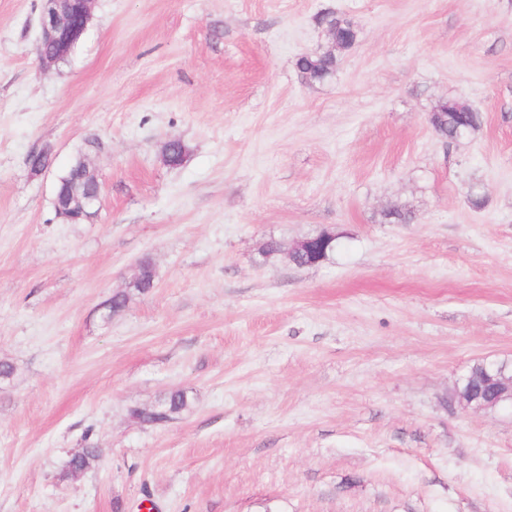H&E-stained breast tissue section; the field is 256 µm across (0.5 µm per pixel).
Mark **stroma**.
Returning <instances> with one entry per match:
<instances>
[{"label": "stroma", "mask_w": 512, "mask_h": 512, "mask_svg": "<svg viewBox=\"0 0 512 512\" xmlns=\"http://www.w3.org/2000/svg\"><path fill=\"white\" fill-rule=\"evenodd\" d=\"M41 5L0 0V512H512V408L448 403L512 365V0H94L50 68ZM327 11L360 40L309 83ZM446 100L480 127L439 137ZM323 230L319 264H260ZM175 387L189 413L132 417ZM338 62L333 50H327L321 54L299 56L296 67L305 81L321 82L334 74ZM100 194V185L98 190L85 198L84 202L77 198H73L66 203L63 207L60 208V218L68 221L76 220L78 217L83 218V220H88L93 215V209L97 202L99 201ZM76 212L79 214L78 217L72 216V212ZM101 452L95 446L82 448V450L74 454L68 465V475H75L90 469L100 458Z\"/></svg>", "instance_id": "stroma-1"}]
</instances>
